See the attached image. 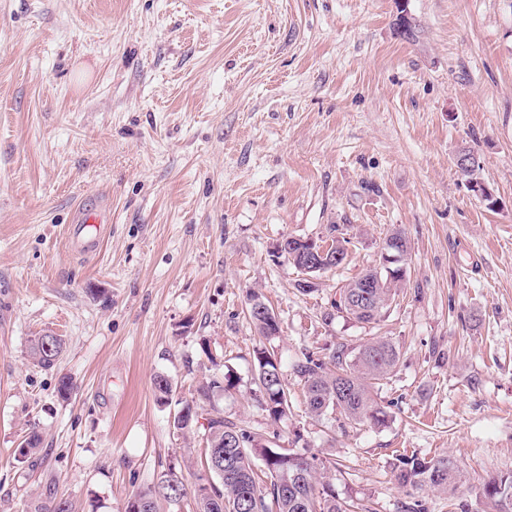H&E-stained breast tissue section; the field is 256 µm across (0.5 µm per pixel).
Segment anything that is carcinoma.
Wrapping results in <instances>:
<instances>
[{
    "label": "carcinoma",
    "mask_w": 512,
    "mask_h": 512,
    "mask_svg": "<svg viewBox=\"0 0 512 512\" xmlns=\"http://www.w3.org/2000/svg\"><path fill=\"white\" fill-rule=\"evenodd\" d=\"M406 277L405 261L391 270L369 266L357 278L339 288L344 299L334 301L331 311L322 315L327 323L335 314L346 313L360 324L377 323L390 308ZM249 318L263 338L279 334L280 322L271 307L255 292L250 293ZM63 350L62 340L45 333L32 342L31 357L42 367L54 364ZM401 357L392 340L375 336L353 348L336 344L328 358L305 352L293 364L295 376L303 382L304 404L315 417L340 415L350 425L381 428L388 424L387 407L377 400L378 391L395 372ZM254 384L260 396L256 400L274 423L288 415L291 401L280 364L264 348L255 350ZM157 401L166 403L173 393L171 380L158 375L153 380ZM232 387L216 377L205 379L197 387V397L185 401L184 415L175 414L173 427L188 431L196 423L195 411L204 409L217 390ZM204 463H210V450L224 453L221 471H211L218 482L209 487L195 485L193 494L197 512H351L352 504L336 495L325 480L327 466L311 450L293 452L288 448H270L259 444L250 428L224 418V411L212 406L207 412ZM397 484L406 489L413 502L405 512H427L423 494L432 492L454 497L467 481L458 461L448 454L430 458L399 454L390 462ZM187 494L183 480L174 473L164 475L156 484L135 497L148 503L146 512H159L161 500H177ZM512 495V473L491 477L482 486L479 498L482 512H504L503 499ZM37 512H75L68 499H53L37 507Z\"/></svg>",
    "instance_id": "1"
}]
</instances>
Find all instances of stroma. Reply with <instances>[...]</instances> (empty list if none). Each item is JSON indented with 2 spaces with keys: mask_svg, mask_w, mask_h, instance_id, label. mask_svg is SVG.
<instances>
[{
  "mask_svg": "<svg viewBox=\"0 0 512 512\" xmlns=\"http://www.w3.org/2000/svg\"><path fill=\"white\" fill-rule=\"evenodd\" d=\"M398 3L0 0V512H124L171 471L194 486L204 430L172 420L215 373L235 382L212 399L226 419L333 461L360 512H402L399 450L468 473L428 512L477 507L483 480L512 473V0H409L410 41ZM463 148L497 208L458 173ZM82 206L105 216L90 255L70 241ZM396 228L406 280L380 321L322 323ZM334 235L345 261L300 293L277 243ZM252 291L280 335L255 333ZM44 333L63 342L49 368L30 356ZM375 336L401 348L378 393L390 424L308 414L294 360ZM261 344L292 401L274 426Z\"/></svg>",
  "mask_w": 512,
  "mask_h": 512,
  "instance_id": "1",
  "label": "stroma"
}]
</instances>
